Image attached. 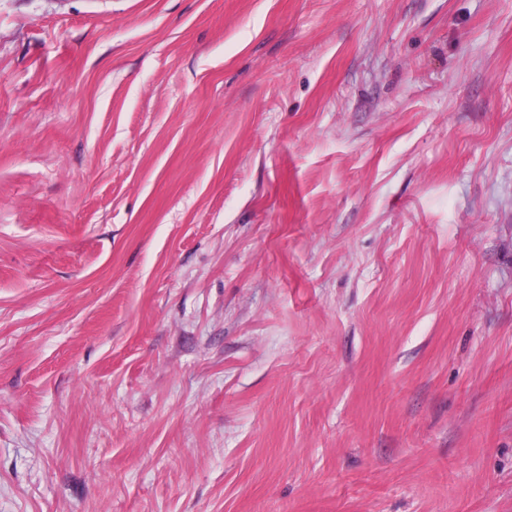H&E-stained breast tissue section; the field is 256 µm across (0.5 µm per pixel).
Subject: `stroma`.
<instances>
[{
	"label": "stroma",
	"instance_id": "obj_1",
	"mask_svg": "<svg viewBox=\"0 0 512 512\" xmlns=\"http://www.w3.org/2000/svg\"><path fill=\"white\" fill-rule=\"evenodd\" d=\"M0 512H512V0H0Z\"/></svg>",
	"mask_w": 512,
	"mask_h": 512
}]
</instances>
